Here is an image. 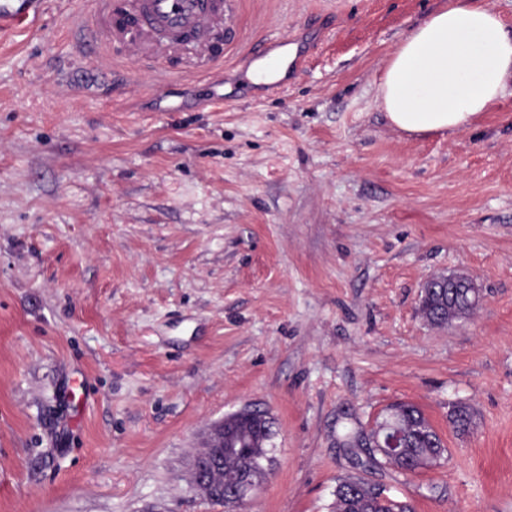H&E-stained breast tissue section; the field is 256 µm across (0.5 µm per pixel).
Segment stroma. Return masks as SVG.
<instances>
[{
  "instance_id": "obj_1",
  "label": "stroma",
  "mask_w": 512,
  "mask_h": 512,
  "mask_svg": "<svg viewBox=\"0 0 512 512\" xmlns=\"http://www.w3.org/2000/svg\"><path fill=\"white\" fill-rule=\"evenodd\" d=\"M441 0H242L261 38L317 40L281 95L203 107L78 51L96 0L0 40V512H224L192 484L208 425L251 407L273 461L247 512H332L359 477L415 512H512V83L469 129L410 136L386 61ZM483 301L438 328L423 282ZM447 453L415 474L345 447L388 406ZM474 411L457 433L452 404Z\"/></svg>"
}]
</instances>
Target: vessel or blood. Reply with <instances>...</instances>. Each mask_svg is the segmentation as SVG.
Here are the masks:
<instances>
[{
	"label": "vessel or blood",
	"mask_w": 512,
	"mask_h": 512,
	"mask_svg": "<svg viewBox=\"0 0 512 512\" xmlns=\"http://www.w3.org/2000/svg\"><path fill=\"white\" fill-rule=\"evenodd\" d=\"M47 0H0V32L26 27L43 13ZM109 13L104 33L81 37L79 48L99 53L117 44L129 62L156 61L180 51L181 34L193 37V58L207 70L211 105H223L224 49L237 44L236 18L241 0H101ZM311 45L282 36L253 43L234 70L250 96L282 91L311 55Z\"/></svg>",
	"instance_id": "1"
}]
</instances>
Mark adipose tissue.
Listing matches in <instances>:
<instances>
[{"label": "adipose tissue", "mask_w": 512, "mask_h": 512, "mask_svg": "<svg viewBox=\"0 0 512 512\" xmlns=\"http://www.w3.org/2000/svg\"><path fill=\"white\" fill-rule=\"evenodd\" d=\"M512 80V33L488 0H447L390 55L379 97L390 123L415 135L468 129Z\"/></svg>", "instance_id": "adipose-tissue-1"}]
</instances>
